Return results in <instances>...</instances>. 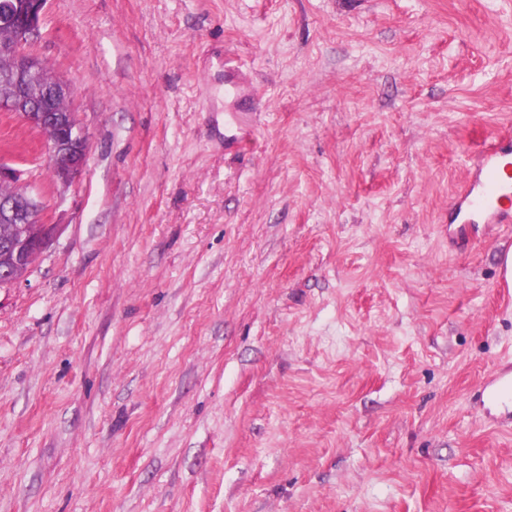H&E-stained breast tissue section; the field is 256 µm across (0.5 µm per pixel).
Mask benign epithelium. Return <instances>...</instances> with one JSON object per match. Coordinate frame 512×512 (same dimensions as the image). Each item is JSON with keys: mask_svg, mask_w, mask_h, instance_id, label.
Instances as JSON below:
<instances>
[{"mask_svg": "<svg viewBox=\"0 0 512 512\" xmlns=\"http://www.w3.org/2000/svg\"><path fill=\"white\" fill-rule=\"evenodd\" d=\"M48 0H0V28L11 40L0 43L4 74L0 81V112H11L29 127L51 133L47 139L50 168L56 184L68 187L86 168L89 142L77 113L69 106L73 86L61 79L35 82L47 64L28 50L41 37ZM23 171L12 160L0 159V184L11 192L0 196V224H14L15 236L4 242L16 257L15 268L0 273V282L16 284L54 237L55 226L44 221V207L21 182Z\"/></svg>", "mask_w": 512, "mask_h": 512, "instance_id": "obj_1", "label": "benign epithelium"}]
</instances>
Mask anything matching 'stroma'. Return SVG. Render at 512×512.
<instances>
[{"label":"stroma","instance_id":"35a3bbf8","mask_svg":"<svg viewBox=\"0 0 512 512\" xmlns=\"http://www.w3.org/2000/svg\"><path fill=\"white\" fill-rule=\"evenodd\" d=\"M80 178L0 287V512H512V0H49ZM235 58L239 112L224 93ZM512 198V136H497L478 152L466 179L457 192L452 224H474L479 216L484 224H510L512 211L504 206Z\"/></svg>","mask_w":512,"mask_h":512}]
</instances>
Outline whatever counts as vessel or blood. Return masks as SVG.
<instances>
[{
    "label": "vessel or blood",
    "instance_id": "obj_1",
    "mask_svg": "<svg viewBox=\"0 0 512 512\" xmlns=\"http://www.w3.org/2000/svg\"><path fill=\"white\" fill-rule=\"evenodd\" d=\"M512 136L500 135L478 152L457 192L452 223L469 224L481 218L487 224L512 222Z\"/></svg>",
    "mask_w": 512,
    "mask_h": 512
}]
</instances>
